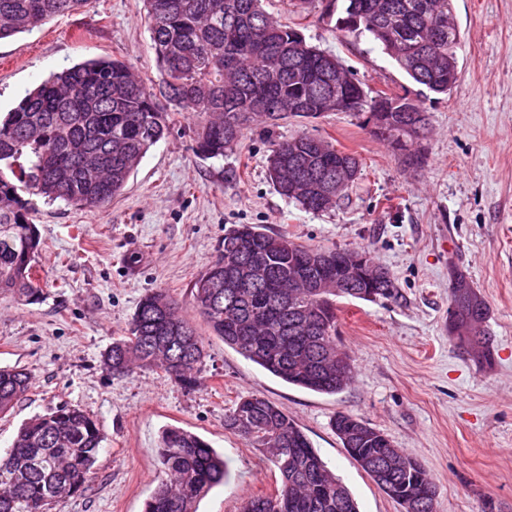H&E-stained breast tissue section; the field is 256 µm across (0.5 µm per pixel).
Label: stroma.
<instances>
[{"mask_svg": "<svg viewBox=\"0 0 512 512\" xmlns=\"http://www.w3.org/2000/svg\"><path fill=\"white\" fill-rule=\"evenodd\" d=\"M265 10L335 54L366 90L404 94L428 115L411 166L351 112L316 120H256L223 158L196 151L206 123L170 110L125 190L77 209L31 196L42 250V290L27 303L0 293V366L27 369L32 387L0 417V452L23 421L62 403L99 423L103 449L87 488L61 512H143L161 476L162 429L194 432L223 452L227 473L199 512H240L247 495H271L281 478L263 449L224 428L242 397L265 396L305 432L360 512H401L353 460L330 426L349 412L418 459L438 489L437 512H512V0H453L461 31L459 78L448 96L422 94L370 40L340 36L323 0ZM93 57L124 61L146 80L158 69L143 0H89L77 11L0 41V112L50 74ZM306 133L357 154L362 176L332 209L313 213L279 195L270 141ZM256 224L311 247L364 249L389 272L397 299H337L338 340L354 377L339 393L286 384L215 336L191 287L216 259L225 232ZM464 272L484 298L494 351L485 364L448 334L449 278ZM162 290L203 338L196 388L163 370L117 377L101 355L123 335L139 300Z\"/></svg>", "mask_w": 512, "mask_h": 512, "instance_id": "stroma-1", "label": "stroma"}]
</instances>
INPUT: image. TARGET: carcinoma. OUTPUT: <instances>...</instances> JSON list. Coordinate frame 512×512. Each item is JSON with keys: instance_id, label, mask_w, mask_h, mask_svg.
I'll list each match as a JSON object with an SVG mask.
<instances>
[{"instance_id": "obj_1", "label": "carcinoma", "mask_w": 512, "mask_h": 512, "mask_svg": "<svg viewBox=\"0 0 512 512\" xmlns=\"http://www.w3.org/2000/svg\"><path fill=\"white\" fill-rule=\"evenodd\" d=\"M87 0H0V40L82 7ZM147 27L160 75V93L135 76L123 61L96 58L53 74L0 114V293L36 301L33 261L41 246L21 193L61 200L78 209L104 205L124 191L151 147L168 133L167 113L157 95L185 112L208 115L197 152L222 158L236 146L251 119H318L336 111L338 99H352L368 112L377 103L349 71L336 72V56L299 39L298 29L275 19L262 0H144ZM344 37L375 43L413 83L435 95L458 81L460 31L452 0H346L336 19ZM302 100L310 112H293ZM240 108L251 118H235ZM419 130L405 112H388L390 142L409 165L424 155L411 146ZM359 158L327 142L298 135L274 142L268 174L276 191L310 212H322L360 178ZM338 177L320 201L292 184L298 173ZM224 249L195 280L194 308L212 332L245 359L281 381L309 391L336 394L348 380L336 376V298L370 302L397 297L389 272L369 264L365 278H350L354 253L296 244L241 224L224 234ZM262 250L268 278L248 262L251 247ZM318 256L311 279L329 274L344 281L340 294L315 288H279L290 266ZM486 306L469 287L450 289L448 315L472 304ZM163 291L144 295L127 332L103 353L104 368L124 376L135 368H160L176 383H197L206 357L196 328L175 314ZM20 368L0 367V415L29 390ZM331 427L349 455L394 501L417 487L437 488L424 466L402 449L396 461H381L382 432L339 412ZM224 428L267 453L279 471L273 496H248L241 512H359L358 504L327 466L308 436L270 400L251 395L224 417ZM104 437L97 421L80 406L59 405L28 419L11 448L0 453V512H58L67 498L91 480ZM156 453L161 478L144 512H198L200 500L224 483V458L199 435L181 428L161 433Z\"/></svg>"}]
</instances>
